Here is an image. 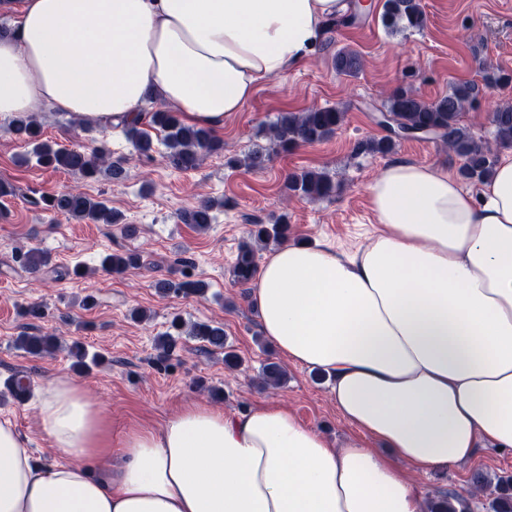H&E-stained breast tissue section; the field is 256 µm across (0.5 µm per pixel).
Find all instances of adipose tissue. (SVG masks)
<instances>
[{
	"label": "adipose tissue",
	"mask_w": 512,
	"mask_h": 512,
	"mask_svg": "<svg viewBox=\"0 0 512 512\" xmlns=\"http://www.w3.org/2000/svg\"><path fill=\"white\" fill-rule=\"evenodd\" d=\"M0 116L44 105L131 123L146 99L210 130L309 60L346 0H0ZM383 232L340 258L270 251L248 300L291 363L327 374L358 431L344 447L275 404L196 402L126 433L84 388L52 381L34 458L0 420V512H425L416 473L512 450V149L465 189L447 168L394 161L367 187ZM383 441L382 456L362 438Z\"/></svg>",
	"instance_id": "adipose-tissue-1"
}]
</instances>
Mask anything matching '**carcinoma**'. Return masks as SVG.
I'll return each mask as SVG.
<instances>
[{"label":"carcinoma","mask_w":512,"mask_h":512,"mask_svg":"<svg viewBox=\"0 0 512 512\" xmlns=\"http://www.w3.org/2000/svg\"><path fill=\"white\" fill-rule=\"evenodd\" d=\"M426 17L421 0H384L381 22L391 32L418 31L425 25ZM336 72L345 76H355L361 70L359 56L350 50H340L334 58ZM483 81L487 84L508 86L512 84V75L498 69L485 68ZM479 87L471 81L453 84L448 94L432 101L406 90L398 89L390 94L383 104V122L381 127L386 135L358 142L356 154L388 155L395 151L405 134L433 135L448 147L462 161L460 175L468 181L480 182L488 178L494 168V147H512V103H505L490 113L493 140L477 138L470 129L461 124L462 113L472 106L478 96ZM345 112L335 106L311 107L302 112L281 114L268 128L267 135L274 148H261L242 158L228 160L232 167L262 168L278 152H288L294 148L321 141L342 125ZM124 133L132 143L136 157L143 163L153 161L155 152L151 130L164 133L161 143L167 149L170 164L179 170H189L196 166L203 151L215 152L223 144L207 128L188 125L176 112L155 111L151 113L147 127L140 124L122 125ZM14 132L33 143L32 153L37 163L55 170L64 169L85 176H93L105 171L113 177L121 174V168L109 161L102 148L87 151L81 147L61 148L39 141L41 127L33 119L19 120L14 124ZM289 191L304 199L326 198L335 193L336 183L329 175L319 170H304L288 176ZM48 206L55 212L66 215L78 222L96 224H119L125 236L133 237L137 227L122 223V216L108 207L103 201L89 197L82 192H62L46 199ZM183 222L194 224L199 229L208 227L213 221V204L202 201L182 214ZM286 224H256L251 229V237L257 242L287 238ZM21 265L37 273L49 265V259L43 251L31 248L18 256ZM140 258L133 252L123 254L110 253L102 258L103 270L121 274L139 265ZM256 252L251 246L244 247L234 267V277L240 283L252 279L256 272ZM154 288L161 294L180 291L185 294L201 295L205 292L200 281L173 283L158 280ZM191 336L203 343L207 350L224 352V365L234 369L240 365L238 355L226 343L224 328L206 323H195L188 331H183L180 318L172 319L169 332L158 341L159 356L167 357L172 353L178 340ZM17 347L31 356H45L58 347V340L50 334L26 333L17 338ZM261 378L266 385H279L286 378L285 369L277 363H267L261 369ZM471 482L476 490L493 488L488 503L490 512H512V476H500L496 483L481 472L472 475ZM467 506L460 498L441 497L432 501L429 512H466Z\"/></svg>","instance_id":"cac0c4a2"}]
</instances>
